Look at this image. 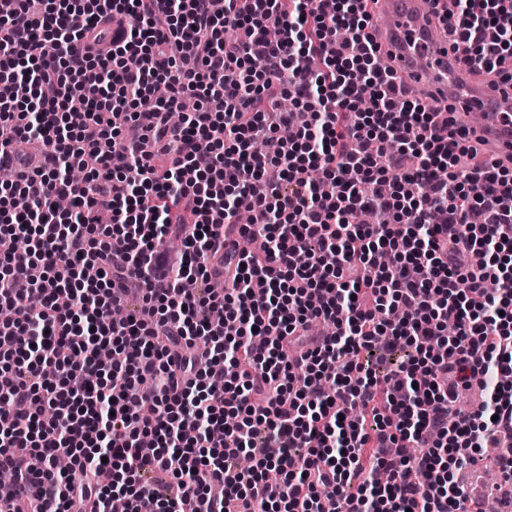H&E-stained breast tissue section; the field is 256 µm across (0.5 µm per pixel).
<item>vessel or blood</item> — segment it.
Returning a JSON list of instances; mask_svg holds the SVG:
<instances>
[{
  "instance_id": "obj_1",
  "label": "vessel or blood",
  "mask_w": 512,
  "mask_h": 512,
  "mask_svg": "<svg viewBox=\"0 0 512 512\" xmlns=\"http://www.w3.org/2000/svg\"><path fill=\"white\" fill-rule=\"evenodd\" d=\"M447 0H377L369 34L382 62L419 98L451 111L472 143L512 163V88L472 68L448 41Z\"/></svg>"
}]
</instances>
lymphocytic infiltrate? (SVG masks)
<instances>
[{"label": "lymphocytic infiltrate", "mask_w": 512, "mask_h": 512, "mask_svg": "<svg viewBox=\"0 0 512 512\" xmlns=\"http://www.w3.org/2000/svg\"><path fill=\"white\" fill-rule=\"evenodd\" d=\"M368 2L16 0L0 18V157L46 149L0 183L12 512H461L458 473L490 446L512 483V165L406 97ZM452 3L466 62L512 83V0ZM187 97L205 104L173 121ZM242 209L261 245L229 256ZM133 290L141 316L113 319ZM316 320L334 325L318 345ZM377 345L409 353L380 375Z\"/></svg>", "instance_id": "obj_1"}]
</instances>
